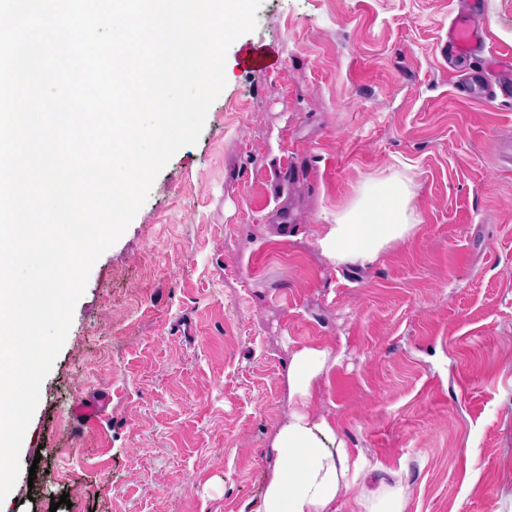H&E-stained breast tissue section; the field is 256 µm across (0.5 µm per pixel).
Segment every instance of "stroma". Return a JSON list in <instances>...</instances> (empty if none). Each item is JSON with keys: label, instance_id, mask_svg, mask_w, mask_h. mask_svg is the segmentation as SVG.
I'll return each instance as SVG.
<instances>
[{"label": "stroma", "instance_id": "stroma-1", "mask_svg": "<svg viewBox=\"0 0 512 512\" xmlns=\"http://www.w3.org/2000/svg\"><path fill=\"white\" fill-rule=\"evenodd\" d=\"M460 13L512 57V0H263L198 142L93 265L0 512H251L300 344L343 349L314 409L373 465L339 512L399 483L405 512H512V102L458 96L482 68L439 53ZM250 45L277 67L244 70ZM393 177L417 233L323 257L320 225Z\"/></svg>", "mask_w": 512, "mask_h": 512}]
</instances>
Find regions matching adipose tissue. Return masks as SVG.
Returning <instances> with one entry per match:
<instances>
[{
	"mask_svg": "<svg viewBox=\"0 0 512 512\" xmlns=\"http://www.w3.org/2000/svg\"><path fill=\"white\" fill-rule=\"evenodd\" d=\"M418 223L407 184L371 180L335 223L321 225L314 245L334 264L368 267L386 249L411 238ZM288 357L291 411L271 437L276 463L257 512H337V503L368 467L363 453L348 447L338 423L313 410L318 381L341 354L305 345L291 349Z\"/></svg>",
	"mask_w": 512,
	"mask_h": 512,
	"instance_id": "obj_1",
	"label": "adipose tissue"
}]
</instances>
